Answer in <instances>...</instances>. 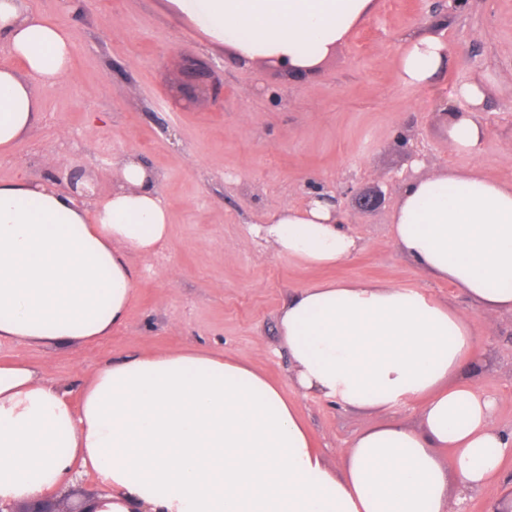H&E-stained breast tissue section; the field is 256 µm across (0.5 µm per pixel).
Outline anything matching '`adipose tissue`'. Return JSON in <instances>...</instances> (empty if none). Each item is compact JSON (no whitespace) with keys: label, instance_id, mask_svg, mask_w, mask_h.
Masks as SVG:
<instances>
[{"label":"adipose tissue","instance_id":"ef3b65f1","mask_svg":"<svg viewBox=\"0 0 512 512\" xmlns=\"http://www.w3.org/2000/svg\"><path fill=\"white\" fill-rule=\"evenodd\" d=\"M238 62L310 71L368 16L375 0H165ZM0 151L35 125L40 92L71 75L69 31L28 0H0ZM449 46L408 38L399 79L432 85ZM488 90L457 86L448 145L477 155ZM160 173L133 156L110 195L88 202L51 179L0 181V341L91 344L127 319L138 272L169 236ZM279 255L314 267L362 248L325 193L285 206L257 229ZM394 242L487 319L512 314V184L444 168L407 182ZM470 312L418 288L324 281L292 296L278 325L295 387L366 413L422 399L421 425L396 420L359 433L330 467L294 404L246 362L218 350L131 355L105 363L78 391L28 364L0 363V505L63 492L95 475L100 512H454L487 491L512 512L500 469L512 433L496 428V396L476 377ZM78 403H71L70 393ZM449 456H442V449Z\"/></svg>","mask_w":512,"mask_h":512}]
</instances>
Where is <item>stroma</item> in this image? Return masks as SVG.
<instances>
[{
    "mask_svg": "<svg viewBox=\"0 0 512 512\" xmlns=\"http://www.w3.org/2000/svg\"><path fill=\"white\" fill-rule=\"evenodd\" d=\"M67 28L72 75L41 92L38 123L0 155V181L43 172L67 181L82 169L97 196L112 191V170L132 154L159 171L170 235L134 258L139 280L123 327L90 345L0 343V360L34 367L71 385L107 361L140 352L216 349L278 384L330 466L357 433L384 421L327 400L302 397L278 316L288 299L321 280H376L412 286L466 308L459 290L426 275L394 243L391 212L403 184L443 167H465L512 182V0H462L435 14L434 0H377L375 11L309 72L289 76L269 64L240 65L210 46L163 0H29ZM440 27L448 65L433 85L399 82L408 37ZM490 81L480 118V154L448 146L453 94ZM217 95L196 96L201 84ZM379 188L382 204L359 211V191ZM333 195L344 225L363 248L323 268L277 255L256 237L285 205L310 192ZM478 351L492 355L482 389L500 395L495 424L512 430V316L486 325L473 315Z\"/></svg>",
    "mask_w": 512,
    "mask_h": 512,
    "instance_id": "35a3bbf8",
    "label": "stroma"
}]
</instances>
